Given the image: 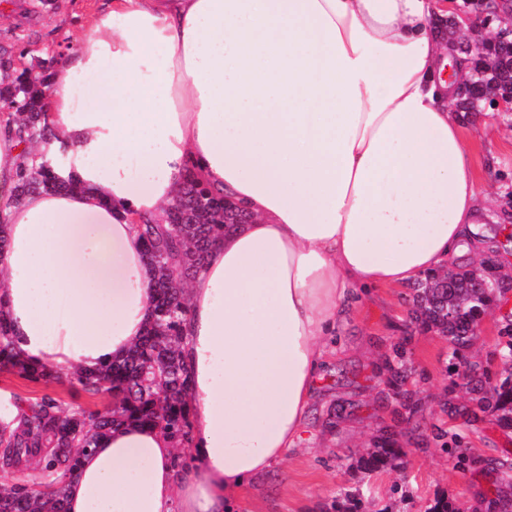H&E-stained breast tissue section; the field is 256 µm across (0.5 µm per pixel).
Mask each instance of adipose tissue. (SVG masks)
Returning <instances> with one entry per match:
<instances>
[{
    "label": "adipose tissue",
    "instance_id": "ef3b65f1",
    "mask_svg": "<svg viewBox=\"0 0 512 512\" xmlns=\"http://www.w3.org/2000/svg\"><path fill=\"white\" fill-rule=\"evenodd\" d=\"M456 0H106L66 45L33 145L73 192L16 199L0 114V313L22 360L66 377L126 354L151 282L135 218L184 179L249 212L186 293L191 444L132 422L65 482V512H233L302 440L357 299L451 269L490 204L454 105L471 75ZM455 75L444 79L447 65Z\"/></svg>",
    "mask_w": 512,
    "mask_h": 512
}]
</instances>
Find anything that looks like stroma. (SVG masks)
I'll return each mask as SVG.
<instances>
[{
  "label": "stroma",
  "mask_w": 512,
  "mask_h": 512,
  "mask_svg": "<svg viewBox=\"0 0 512 512\" xmlns=\"http://www.w3.org/2000/svg\"><path fill=\"white\" fill-rule=\"evenodd\" d=\"M101 0H0V46H25L33 56L57 54L97 10ZM478 185L494 205L512 209V165L488 164L476 148ZM411 291L384 289L365 297L356 315L336 333V354L323 371L306 419L302 443L266 475L251 484L236 512H333L334 504L361 498L367 512H427L440 498L467 507L475 498H494V459H512V436L490 418L462 425L477 463L462 472L432 438V427L446 419L447 400L462 401L454 388V368L446 340L413 334L408 360L426 419L419 438L404 443L398 468L364 479L357 458L371 447L380 427L394 423L395 400L382 365L391 357L409 322ZM0 393L20 402L48 395L66 408L103 409L106 399L88 397L69 380L31 382L0 370ZM401 493H392V486Z\"/></svg>",
  "instance_id": "obj_1"
}]
</instances>
